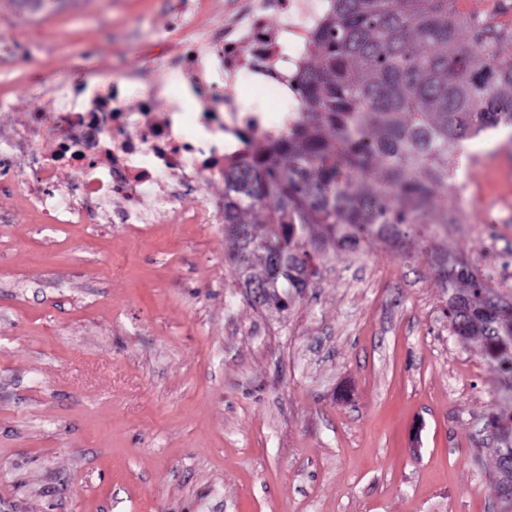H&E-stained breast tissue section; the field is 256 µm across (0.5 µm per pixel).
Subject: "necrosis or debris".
<instances>
[{"mask_svg": "<svg viewBox=\"0 0 512 512\" xmlns=\"http://www.w3.org/2000/svg\"><path fill=\"white\" fill-rule=\"evenodd\" d=\"M201 7L202 0L180 4L173 28L182 53L168 67L176 93L166 109H158L153 96L136 95L142 75L114 65L97 70L91 83L59 87L58 111L34 112L49 147L16 133L12 148L25 154L39 187L33 204L65 218L78 215L82 203L107 208L120 194L129 204L119 223L151 224L155 218L140 210V199L176 198L200 180L223 179L225 162L269 134L272 120L285 125L297 116L289 76L307 57L327 0H239L217 35L195 26ZM238 84L270 97V111L243 110L224 92ZM186 87L194 101L180 97ZM63 168L73 180L57 196Z\"/></svg>", "mask_w": 512, "mask_h": 512, "instance_id": "1", "label": "necrosis or debris"}]
</instances>
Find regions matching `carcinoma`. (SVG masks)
Returning a JSON list of instances; mask_svg holds the SVG:
<instances>
[{"label": "carcinoma", "mask_w": 512, "mask_h": 512, "mask_svg": "<svg viewBox=\"0 0 512 512\" xmlns=\"http://www.w3.org/2000/svg\"><path fill=\"white\" fill-rule=\"evenodd\" d=\"M301 115L224 165V235L256 298L286 306L333 250L455 220L430 209L453 187L458 151L512 127V30L454 0H330L297 76ZM452 331L512 365V309L470 265L433 249ZM265 272H250L252 259Z\"/></svg>", "instance_id": "cac0c4a2"}]
</instances>
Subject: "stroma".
<instances>
[{
	"instance_id": "1",
	"label": "stroma",
	"mask_w": 512,
	"mask_h": 512,
	"mask_svg": "<svg viewBox=\"0 0 512 512\" xmlns=\"http://www.w3.org/2000/svg\"><path fill=\"white\" fill-rule=\"evenodd\" d=\"M168 0H0V144L102 64L168 99L149 32ZM483 157L512 183V131ZM0 190V512H502L492 416L507 374L453 333L438 272L376 238L329 253L286 309L256 300L223 221L71 224ZM438 246L496 269L473 210Z\"/></svg>"
}]
</instances>
